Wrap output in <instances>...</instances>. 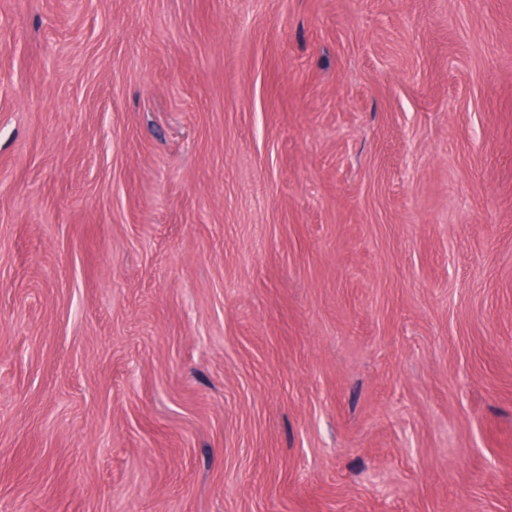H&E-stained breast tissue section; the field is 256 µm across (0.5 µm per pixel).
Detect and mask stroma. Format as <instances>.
<instances>
[{
    "label": "stroma",
    "mask_w": 512,
    "mask_h": 512,
    "mask_svg": "<svg viewBox=\"0 0 512 512\" xmlns=\"http://www.w3.org/2000/svg\"><path fill=\"white\" fill-rule=\"evenodd\" d=\"M0 512H512V0H0Z\"/></svg>",
    "instance_id": "1"
}]
</instances>
